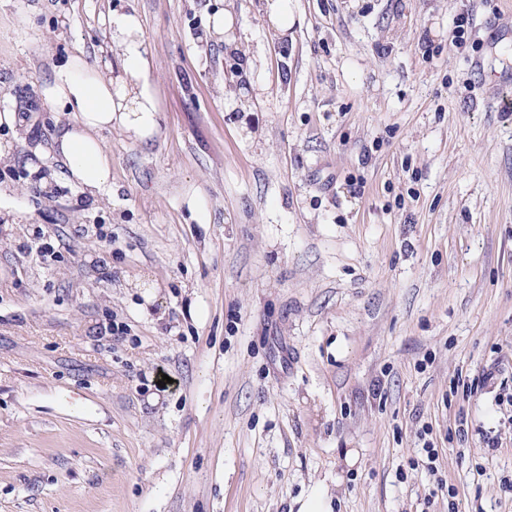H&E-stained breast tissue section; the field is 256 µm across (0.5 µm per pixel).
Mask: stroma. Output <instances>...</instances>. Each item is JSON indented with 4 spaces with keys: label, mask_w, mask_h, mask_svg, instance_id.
Wrapping results in <instances>:
<instances>
[{
    "label": "stroma",
    "mask_w": 512,
    "mask_h": 512,
    "mask_svg": "<svg viewBox=\"0 0 512 512\" xmlns=\"http://www.w3.org/2000/svg\"><path fill=\"white\" fill-rule=\"evenodd\" d=\"M264 4L0 0L27 120L0 127V512H295L317 482L334 512H512V6L292 0L281 35ZM118 7L161 126L105 134L96 203L28 170L42 85L71 55L111 75ZM217 10L252 73L204 41Z\"/></svg>",
    "instance_id": "stroma-1"
}]
</instances>
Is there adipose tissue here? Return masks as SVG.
I'll return each mask as SVG.
<instances>
[{"instance_id": "1", "label": "adipose tissue", "mask_w": 512, "mask_h": 512, "mask_svg": "<svg viewBox=\"0 0 512 512\" xmlns=\"http://www.w3.org/2000/svg\"><path fill=\"white\" fill-rule=\"evenodd\" d=\"M107 23L119 74L103 77L83 57L73 56L54 70L43 88L46 102L64 112L53 138L54 157L67 170L69 182L93 195L112 192V160L101 132L118 131L147 143L160 125L138 16L115 10Z\"/></svg>"}]
</instances>
